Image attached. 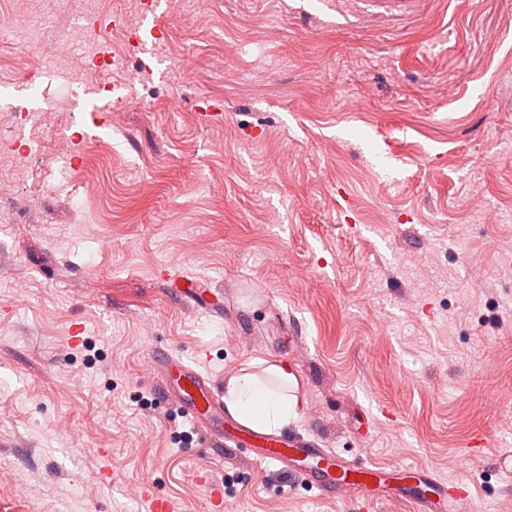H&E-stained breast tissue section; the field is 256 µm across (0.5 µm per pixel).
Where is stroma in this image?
<instances>
[{
    "mask_svg": "<svg viewBox=\"0 0 512 512\" xmlns=\"http://www.w3.org/2000/svg\"><path fill=\"white\" fill-rule=\"evenodd\" d=\"M82 11L0 0V154L28 170L0 202V512H150L145 486L170 512L216 487L231 512H359L202 445L159 351L219 390L288 362L285 438L512 512V0H162L155 93L90 139L83 89L45 76ZM46 96L72 107L32 150L8 113Z\"/></svg>",
    "mask_w": 512,
    "mask_h": 512,
    "instance_id": "stroma-1",
    "label": "stroma"
}]
</instances>
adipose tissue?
<instances>
[{"label": "adipose tissue", "instance_id": "obj_1", "mask_svg": "<svg viewBox=\"0 0 512 512\" xmlns=\"http://www.w3.org/2000/svg\"><path fill=\"white\" fill-rule=\"evenodd\" d=\"M295 376L284 362L254 359L224 383V406L242 424L265 432L288 428L297 416Z\"/></svg>", "mask_w": 512, "mask_h": 512}]
</instances>
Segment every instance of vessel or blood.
<instances>
[{
  "mask_svg": "<svg viewBox=\"0 0 512 512\" xmlns=\"http://www.w3.org/2000/svg\"><path fill=\"white\" fill-rule=\"evenodd\" d=\"M155 363L165 389L187 406L204 443H223L224 407L211 381L189 362L166 352L157 353ZM263 442L258 459L284 466L303 463L310 483L326 494L369 492L382 473L381 468L370 463L353 469L344 467L336 454L325 448L292 445L268 435ZM413 478L429 490L417 502L422 512H468L471 495L465 487L437 479L428 469L414 471Z\"/></svg>",
  "mask_w": 512,
  "mask_h": 512,
  "instance_id": "1",
  "label": "vessel or blood"
}]
</instances>
